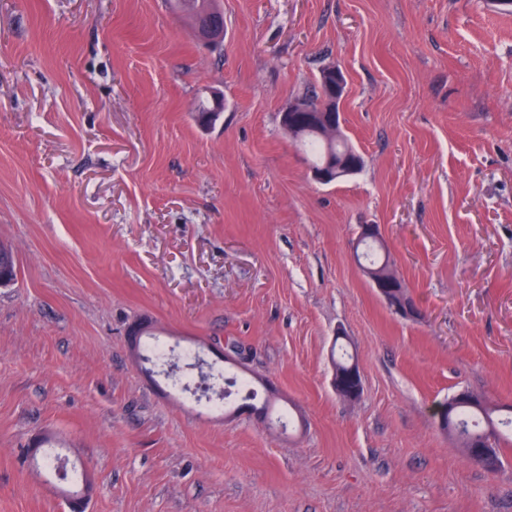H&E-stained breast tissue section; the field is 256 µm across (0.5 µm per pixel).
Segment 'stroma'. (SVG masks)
I'll list each match as a JSON object with an SVG mask.
<instances>
[{"label":"stroma","instance_id":"35a3bbf8","mask_svg":"<svg viewBox=\"0 0 512 512\" xmlns=\"http://www.w3.org/2000/svg\"><path fill=\"white\" fill-rule=\"evenodd\" d=\"M210 51L168 0H0V512H512L435 411L512 404V14L490 0H221ZM334 66L354 175L315 183L281 114ZM220 97L212 126L199 101ZM378 225L421 311L354 258ZM265 383L294 424L207 409L131 337ZM343 338L363 378L340 398ZM245 351L224 361L227 340ZM393 276L394 274L379 276L371 279V281L380 297L396 314L409 319L418 317L417 308L415 306L407 303L405 300L396 299L394 297L393 290L391 288L396 280L391 278Z\"/></svg>","mask_w":512,"mask_h":512}]
</instances>
